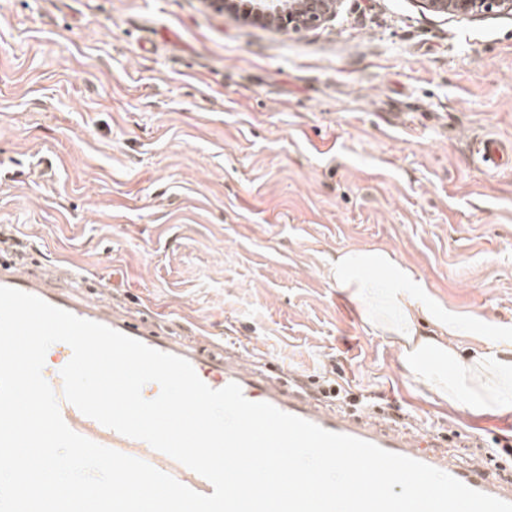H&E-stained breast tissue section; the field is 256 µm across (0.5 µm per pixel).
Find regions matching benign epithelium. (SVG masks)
Returning <instances> with one entry per match:
<instances>
[{"label": "benign epithelium", "mask_w": 512, "mask_h": 512, "mask_svg": "<svg viewBox=\"0 0 512 512\" xmlns=\"http://www.w3.org/2000/svg\"><path fill=\"white\" fill-rule=\"evenodd\" d=\"M217 9L238 14L242 19L278 26L288 19L293 30L318 26L337 13L339 0H206ZM434 14L479 17L492 12L512 13V0H419Z\"/></svg>", "instance_id": "benign-epithelium-1"}]
</instances>
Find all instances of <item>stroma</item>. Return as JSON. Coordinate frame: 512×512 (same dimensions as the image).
<instances>
[{"label": "stroma", "instance_id": "1", "mask_svg": "<svg viewBox=\"0 0 512 512\" xmlns=\"http://www.w3.org/2000/svg\"><path fill=\"white\" fill-rule=\"evenodd\" d=\"M512 15L342 0L295 32L205 0H0V225L21 263L96 279L122 310L417 418L418 440L512 435L417 387L327 275L388 250L437 308L512 331ZM474 151L475 160L484 171H497L512 164V147L495 138L479 140ZM330 374L334 375V377L330 376ZM335 375H337L336 378ZM338 379H342L340 374L336 373L335 370L326 369L314 377V381L317 383V386L327 393L328 397L336 401L346 402L347 400H351L357 402V404L362 407L378 405L375 398L362 393L359 395L354 394L348 383V387H345Z\"/></svg>", "mask_w": 512, "mask_h": 512}]
</instances>
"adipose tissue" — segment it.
<instances>
[{"mask_svg":"<svg viewBox=\"0 0 512 512\" xmlns=\"http://www.w3.org/2000/svg\"><path fill=\"white\" fill-rule=\"evenodd\" d=\"M327 272L363 324L397 346L402 368L415 384L462 412L512 410V341L462 357L455 339L469 333L471 324L438 313L424 281L389 251L342 249ZM424 315L433 318V334L421 331Z\"/></svg>","mask_w":512,"mask_h":512,"instance_id":"obj_1","label":"adipose tissue"}]
</instances>
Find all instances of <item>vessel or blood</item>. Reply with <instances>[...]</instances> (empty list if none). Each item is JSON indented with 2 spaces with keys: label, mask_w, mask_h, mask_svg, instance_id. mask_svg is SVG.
Here are the masks:
<instances>
[{
  "label": "vessel or blood",
  "mask_w": 512,
  "mask_h": 512,
  "mask_svg": "<svg viewBox=\"0 0 512 512\" xmlns=\"http://www.w3.org/2000/svg\"><path fill=\"white\" fill-rule=\"evenodd\" d=\"M475 160L487 172L512 165V147L497 139L479 140ZM0 286L35 295L77 317L95 321L135 338L158 351L190 362L198 377L210 388L220 389L238 383L246 399L267 402L279 410L308 420L326 430L371 442L387 451L401 454L440 469L471 489L512 502V476L505 474L504 463L462 464L454 449L441 451L416 444L409 431L389 423L374 413L341 409L294 387L287 374L269 361L244 365L235 353L213 344H203L192 336H179L163 329L150 314H119L111 305L100 302L98 289L89 278L69 270L53 275H34L11 258H0ZM43 376L60 398L59 409L66 425L75 433L125 455L140 459L169 474L190 489L209 495L211 483L169 455L139 439L124 436L84 415L62 397V368L73 351L63 342L53 344Z\"/></svg>",
  "instance_id": "1"
}]
</instances>
